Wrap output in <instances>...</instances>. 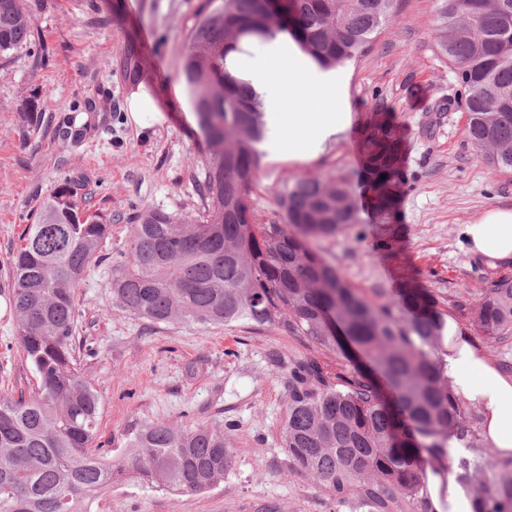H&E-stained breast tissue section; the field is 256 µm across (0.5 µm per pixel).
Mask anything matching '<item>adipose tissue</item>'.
<instances>
[{
  "label": "adipose tissue",
  "mask_w": 512,
  "mask_h": 512,
  "mask_svg": "<svg viewBox=\"0 0 512 512\" xmlns=\"http://www.w3.org/2000/svg\"><path fill=\"white\" fill-rule=\"evenodd\" d=\"M235 68L271 117V146L280 156H315L329 136L351 121L336 71L319 68L285 35L265 42L257 56L237 55ZM462 233L472 256L491 263L512 259V209H487ZM444 362L454 393L481 408L484 441L512 453V376L500 373L464 335L449 334Z\"/></svg>",
  "instance_id": "1"
}]
</instances>
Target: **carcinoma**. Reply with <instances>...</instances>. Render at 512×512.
Returning a JSON list of instances; mask_svg holds the SVG:
<instances>
[{"label":"carcinoma","mask_w":512,"mask_h":512,"mask_svg":"<svg viewBox=\"0 0 512 512\" xmlns=\"http://www.w3.org/2000/svg\"><path fill=\"white\" fill-rule=\"evenodd\" d=\"M437 44L460 77L458 105L477 156L512 170V0H439ZM396 0H204L190 28L181 78L205 145L202 208L172 214L145 207L112 264V296L155 324L184 318L217 326L278 322L340 357L327 372L312 359L288 363L281 447L292 468L314 477L342 506L365 512L426 509L427 471L454 469L473 512H512V459L487 448L454 394L440 352L447 320L410 281L399 298L367 300L313 243L357 223L345 182L304 176L277 193L282 223L258 224L251 189L266 135L249 82L228 59L278 33L323 69L362 56L395 13ZM47 48L24 0H0V58ZM140 52L120 60L136 80ZM45 100L23 101L22 133L39 130ZM370 201L393 212L402 188L403 140L382 112L361 133ZM386 178H381V175ZM112 215L91 212L64 179L26 225L11 259L16 337L39 377L35 395H0V512H88L118 478L176 494L224 480L233 449L204 425L155 424L137 432L116 463L93 447L99 397L78 363L76 288L104 257ZM480 339L512 335V276L485 288L471 312ZM454 439L467 454L453 457Z\"/></svg>","instance_id":"obj_1"}]
</instances>
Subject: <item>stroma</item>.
Masks as SVG:
<instances>
[{
	"label": "stroma",
	"instance_id": "stroma-1",
	"mask_svg": "<svg viewBox=\"0 0 512 512\" xmlns=\"http://www.w3.org/2000/svg\"><path fill=\"white\" fill-rule=\"evenodd\" d=\"M202 0H26L48 61L27 51L0 61V297L12 293L11 256L31 214L58 181L79 183L87 207L112 215L109 259L77 290L82 364L101 408L96 446L120 458L131 434L165 423L223 429L233 464L222 482L174 494L132 478L115 482L90 512H356L337 507L311 476L291 470L280 430L288 405V361L309 358L325 370L332 352L291 336L278 323L212 327L188 320L154 324L112 299V263L144 206L195 212L203 143L188 123L191 102L178 74ZM438 0H397L370 51L342 65L352 125L308 160L264 153L252 190L258 223L279 218L284 181L299 176L346 179L357 224L321 240L318 250L370 301L397 298L413 276L456 327L473 334L471 312L488 281L512 276V261L473 257L461 233L488 207L512 209V171H496L466 138L467 115L454 67L437 45ZM141 49V74L163 120L135 124L132 91L117 62L127 44ZM47 106L42 126L23 136L18 112L33 92ZM88 112L89 134L63 141V120ZM389 113L404 142V185L395 211L370 205L358 131L371 113ZM12 309L0 311V395L29 397L39 380L20 352ZM475 347L512 374V337Z\"/></svg>",
	"mask_w": 512,
	"mask_h": 512
}]
</instances>
